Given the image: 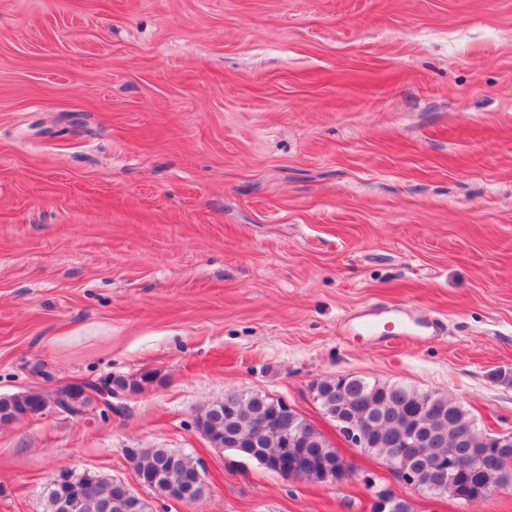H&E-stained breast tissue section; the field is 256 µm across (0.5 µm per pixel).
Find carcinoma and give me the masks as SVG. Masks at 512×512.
Returning <instances> with one entry per match:
<instances>
[{
    "label": "carcinoma",
    "instance_id": "1",
    "mask_svg": "<svg viewBox=\"0 0 512 512\" xmlns=\"http://www.w3.org/2000/svg\"><path fill=\"white\" fill-rule=\"evenodd\" d=\"M312 391L330 419L363 424L364 451L386 460L393 449H404L399 466L420 489L467 502L486 497L492 487L512 486V447L503 448L473 429L455 401L349 375L319 381ZM51 402L49 392L0 396V418L36 416ZM263 417L269 418L268 430L254 442V424ZM195 426L217 448L228 440L237 442L233 453L267 470L271 466L265 457L290 433L302 436L288 451L297 464L296 476L315 471L331 480L341 465L336 449L303 417L277 412L276 400L262 392L238 394L228 406L223 400L207 405L196 415ZM131 459L134 473L149 479V489L160 498L176 495L182 481L197 470L192 457L170 448L140 449ZM45 499L46 512H148L144 500L129 496L125 481L84 470L48 483Z\"/></svg>",
    "mask_w": 512,
    "mask_h": 512
}]
</instances>
